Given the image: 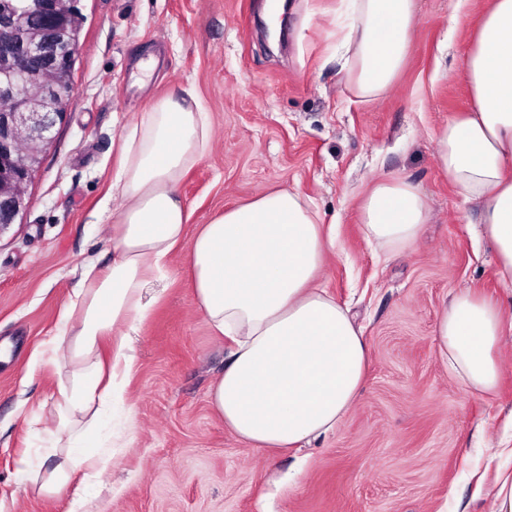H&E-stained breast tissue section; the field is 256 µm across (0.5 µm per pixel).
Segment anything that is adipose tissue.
Here are the masks:
<instances>
[{
  "label": "adipose tissue",
  "mask_w": 512,
  "mask_h": 512,
  "mask_svg": "<svg viewBox=\"0 0 512 512\" xmlns=\"http://www.w3.org/2000/svg\"><path fill=\"white\" fill-rule=\"evenodd\" d=\"M343 44L356 95L392 89L416 23L415 0H351ZM472 105L434 135L440 168L465 200L480 206V234L497 276L512 288V0H489L462 61ZM211 127L196 96L170 98L124 137L112 191L122 199L107 264L85 261L81 286L49 349L59 381L52 466L17 467L23 486L44 496L70 493L68 512H84L87 491L126 445L113 429L112 404L134 365L128 341L159 292L149 276L181 243L189 245L194 298L209 327L230 340L209 403L241 442L265 451L298 448L335 432L351 412L370 361L360 327L318 280L335 246L298 194L275 191L223 213L187 236L177 196L183 172L205 152ZM368 242L405 248L432 211L405 179L376 183L359 204ZM512 321L499 302L463 290L444 304L434 331L441 362L470 392L495 391L496 356ZM116 337L111 361L101 344Z\"/></svg>",
  "instance_id": "adipose-tissue-1"
}]
</instances>
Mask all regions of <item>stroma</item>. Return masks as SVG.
<instances>
[{
    "instance_id": "35a3bbf8",
    "label": "stroma",
    "mask_w": 512,
    "mask_h": 512,
    "mask_svg": "<svg viewBox=\"0 0 512 512\" xmlns=\"http://www.w3.org/2000/svg\"><path fill=\"white\" fill-rule=\"evenodd\" d=\"M265 0H79L85 17L73 90L28 186L30 206L0 234V512H68L16 477L46 463L33 420L50 421L58 376L45 354L80 264L108 261L121 209L109 187L126 131L155 105L193 92L208 116L207 151L177 193L190 226L286 189L310 201L336 251L320 285L349 306L371 359L356 403L334 434L270 455L237 440L211 408L228 339L197 312L188 249L154 285L163 295L132 346L122 402L126 447L88 512H487L497 472L483 453L512 439V335L496 394L467 390L438 356L434 329L459 291L501 298L480 207L435 158L434 132L471 107L461 59L485 0H417V23L393 90L364 100L342 65L346 0H291L285 45L260 29ZM465 21L452 28L454 11ZM404 177L432 209L417 243L369 245L359 204L382 179Z\"/></svg>"
}]
</instances>
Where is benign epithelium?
I'll list each match as a JSON object with an SVG mask.
<instances>
[{"label": "benign epithelium", "mask_w": 512, "mask_h": 512, "mask_svg": "<svg viewBox=\"0 0 512 512\" xmlns=\"http://www.w3.org/2000/svg\"><path fill=\"white\" fill-rule=\"evenodd\" d=\"M0 7V234L28 207L26 189L54 139L73 86L82 27L77 0Z\"/></svg>", "instance_id": "benign-epithelium-1"}]
</instances>
